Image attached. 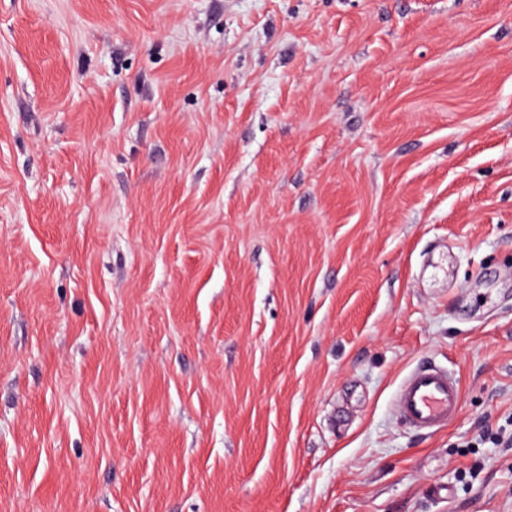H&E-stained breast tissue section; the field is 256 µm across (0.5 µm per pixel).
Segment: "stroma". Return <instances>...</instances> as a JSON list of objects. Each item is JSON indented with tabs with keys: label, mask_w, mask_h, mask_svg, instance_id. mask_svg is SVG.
<instances>
[{
	"label": "stroma",
	"mask_w": 512,
	"mask_h": 512,
	"mask_svg": "<svg viewBox=\"0 0 512 512\" xmlns=\"http://www.w3.org/2000/svg\"><path fill=\"white\" fill-rule=\"evenodd\" d=\"M511 436L512 0H0V512H512ZM460 401V387L448 371L425 363L404 379L397 394L396 411L407 425L432 432L456 417Z\"/></svg>",
	"instance_id": "stroma-1"
}]
</instances>
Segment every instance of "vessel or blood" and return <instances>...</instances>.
I'll return each instance as SVG.
<instances>
[{"label":"vessel or blood","instance_id":"b4317fda","mask_svg":"<svg viewBox=\"0 0 512 512\" xmlns=\"http://www.w3.org/2000/svg\"><path fill=\"white\" fill-rule=\"evenodd\" d=\"M460 401V387L448 372L425 363L404 379L397 394L396 411L407 425L432 432L456 417Z\"/></svg>","mask_w":512,"mask_h":512}]
</instances>
